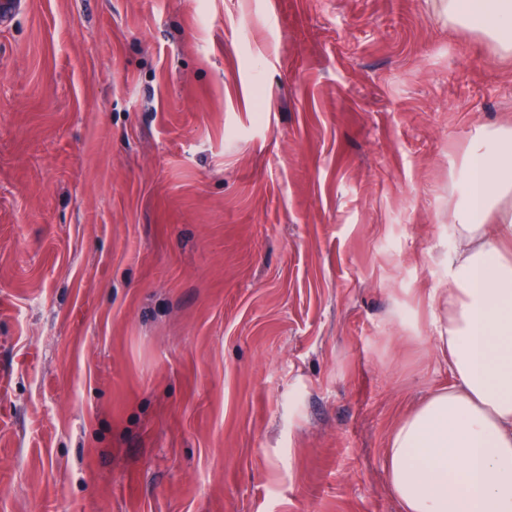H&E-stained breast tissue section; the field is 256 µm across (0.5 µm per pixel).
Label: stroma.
<instances>
[{
    "label": "stroma",
    "mask_w": 512,
    "mask_h": 512,
    "mask_svg": "<svg viewBox=\"0 0 512 512\" xmlns=\"http://www.w3.org/2000/svg\"><path fill=\"white\" fill-rule=\"evenodd\" d=\"M512 58L436 0L0 21V512H400L430 297Z\"/></svg>",
    "instance_id": "stroma-1"
}]
</instances>
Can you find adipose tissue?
Masks as SVG:
<instances>
[{"label":"adipose tissue","mask_w":512,"mask_h":512,"mask_svg":"<svg viewBox=\"0 0 512 512\" xmlns=\"http://www.w3.org/2000/svg\"><path fill=\"white\" fill-rule=\"evenodd\" d=\"M449 22L512 57V0H439ZM448 211L456 247L434 293L453 381L403 417L385 450L401 512H512V128L477 134Z\"/></svg>","instance_id":"ef3b65f1"}]
</instances>
